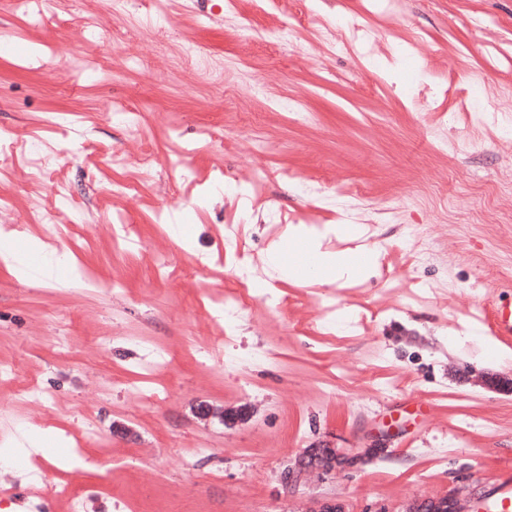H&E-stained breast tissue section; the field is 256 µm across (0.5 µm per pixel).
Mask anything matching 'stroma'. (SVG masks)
<instances>
[{"label":"stroma","mask_w":512,"mask_h":512,"mask_svg":"<svg viewBox=\"0 0 512 512\" xmlns=\"http://www.w3.org/2000/svg\"><path fill=\"white\" fill-rule=\"evenodd\" d=\"M166 8L159 24L149 0L130 15L112 0H59L34 24L0 0V131L16 139L0 168L11 199L0 225L28 260L56 262L51 277L25 279L0 261V363L46 397L18 404L17 380L0 381V446L35 433L68 450L33 455L38 483L0 465V512H71L63 486L82 512H119V497L120 512H318L329 501L412 512L480 495L512 461V392L492 387L512 380V348L489 354L484 324L488 300L512 304V111L493 108L512 84V0ZM87 22L110 40L86 39ZM188 41L223 63L222 87L183 57ZM116 106L139 113L137 133L111 119ZM36 146L62 152L72 196L55 245L42 240L50 191L28 175ZM117 150L151 157L120 197L111 185L130 172L112 167ZM462 174L499 185L496 223H464L487 203L456 195ZM433 190L455 195V210ZM118 213L137 246L113 240ZM231 224L242 227L234 245ZM300 224L323 232L325 250L376 251L372 275L272 280L224 329L208 297L240 290L241 262L261 273L271 252L292 253ZM139 334L170 353L156 402L135 392ZM222 334L223 363L201 366L198 348ZM308 448L342 459L300 467L286 488Z\"/></svg>","instance_id":"stroma-1"}]
</instances>
